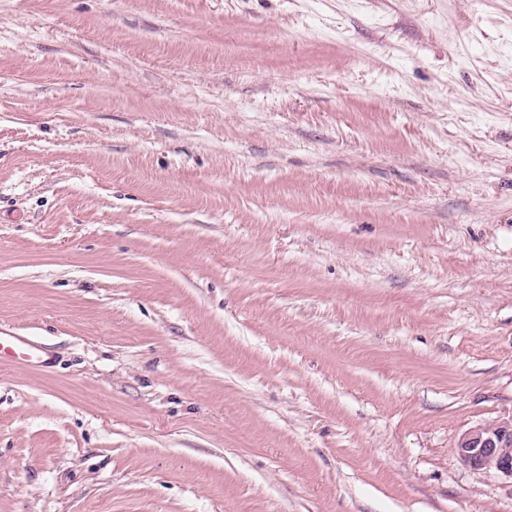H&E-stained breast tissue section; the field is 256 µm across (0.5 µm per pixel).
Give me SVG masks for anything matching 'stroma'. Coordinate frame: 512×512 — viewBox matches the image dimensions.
<instances>
[{"instance_id":"obj_1","label":"stroma","mask_w":512,"mask_h":512,"mask_svg":"<svg viewBox=\"0 0 512 512\" xmlns=\"http://www.w3.org/2000/svg\"><path fill=\"white\" fill-rule=\"evenodd\" d=\"M0 512H512V0H0ZM34 348L26 340L18 336H3L0 333V357L2 353L8 354L20 363L30 364L34 359ZM456 448L471 468L494 471L512 480V413L468 429Z\"/></svg>"}]
</instances>
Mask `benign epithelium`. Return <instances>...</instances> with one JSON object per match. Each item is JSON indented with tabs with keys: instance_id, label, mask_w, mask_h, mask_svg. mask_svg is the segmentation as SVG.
<instances>
[{
	"instance_id": "obj_1",
	"label": "benign epithelium",
	"mask_w": 512,
	"mask_h": 512,
	"mask_svg": "<svg viewBox=\"0 0 512 512\" xmlns=\"http://www.w3.org/2000/svg\"><path fill=\"white\" fill-rule=\"evenodd\" d=\"M464 463L512 479V415L465 431L457 441Z\"/></svg>"
}]
</instances>
